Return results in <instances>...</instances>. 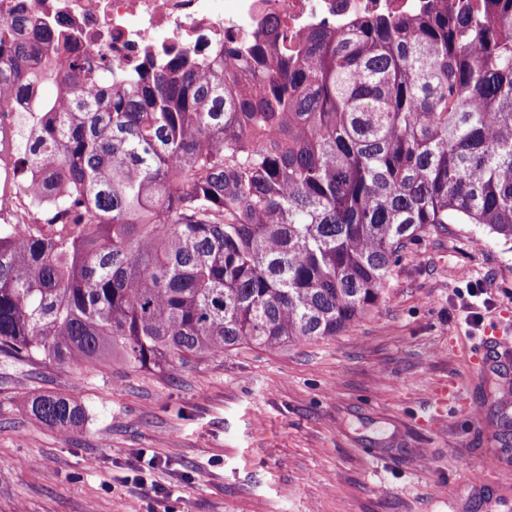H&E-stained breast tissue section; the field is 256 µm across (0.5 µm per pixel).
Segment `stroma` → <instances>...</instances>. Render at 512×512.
<instances>
[{
    "mask_svg": "<svg viewBox=\"0 0 512 512\" xmlns=\"http://www.w3.org/2000/svg\"><path fill=\"white\" fill-rule=\"evenodd\" d=\"M491 329L512 334V241L452 224L324 340L163 372L0 355V512H512V364L476 356ZM39 394L72 397L84 425L64 436L35 419ZM142 454L163 497L137 483Z\"/></svg>",
    "mask_w": 512,
    "mask_h": 512,
    "instance_id": "stroma-1",
    "label": "stroma"
}]
</instances>
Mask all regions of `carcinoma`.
Masks as SVG:
<instances>
[{"label":"carcinoma","instance_id":"carcinoma-1","mask_svg":"<svg viewBox=\"0 0 512 512\" xmlns=\"http://www.w3.org/2000/svg\"><path fill=\"white\" fill-rule=\"evenodd\" d=\"M288 40L180 50L127 76L67 30L0 20V353L163 371L336 335L400 253L470 224L512 241V0H448ZM52 84L50 95L43 93ZM28 409L67 434L69 397Z\"/></svg>","mask_w":512,"mask_h":512}]
</instances>
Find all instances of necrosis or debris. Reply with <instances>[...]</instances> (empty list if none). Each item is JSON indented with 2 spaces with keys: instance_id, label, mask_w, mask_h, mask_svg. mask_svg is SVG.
<instances>
[{
  "instance_id": "1",
  "label": "necrosis or debris",
  "mask_w": 512,
  "mask_h": 512,
  "mask_svg": "<svg viewBox=\"0 0 512 512\" xmlns=\"http://www.w3.org/2000/svg\"><path fill=\"white\" fill-rule=\"evenodd\" d=\"M41 20L63 22L73 44L94 61L136 73L146 57L177 47L223 45L227 35H249L261 14L286 19L292 35L341 27L372 14L412 13L425 0H0V18L18 2Z\"/></svg>"
}]
</instances>
